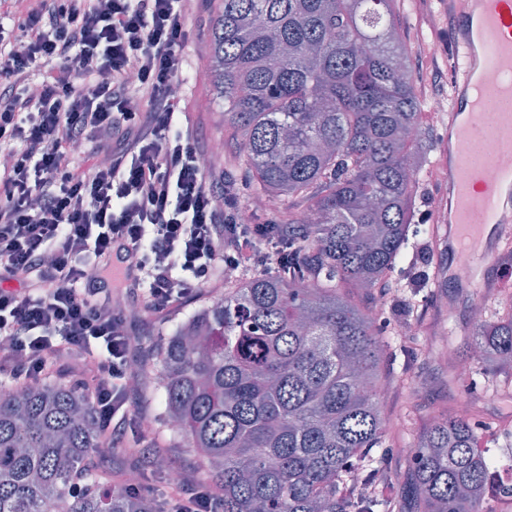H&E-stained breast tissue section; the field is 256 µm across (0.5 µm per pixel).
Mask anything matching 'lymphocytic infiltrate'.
I'll use <instances>...</instances> for the list:
<instances>
[{
  "mask_svg": "<svg viewBox=\"0 0 512 512\" xmlns=\"http://www.w3.org/2000/svg\"><path fill=\"white\" fill-rule=\"evenodd\" d=\"M17 3L0 0V381L78 359L106 445L162 459L131 402V308L162 321L225 268L276 271L292 227L243 223L200 127L176 121L194 0ZM162 508L222 512L193 478Z\"/></svg>",
  "mask_w": 512,
  "mask_h": 512,
  "instance_id": "obj_1",
  "label": "lymphocytic infiltrate"
}]
</instances>
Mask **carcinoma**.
<instances>
[{
    "mask_svg": "<svg viewBox=\"0 0 512 512\" xmlns=\"http://www.w3.org/2000/svg\"><path fill=\"white\" fill-rule=\"evenodd\" d=\"M389 15V0H224L214 25L224 121L255 186L316 216L294 218L288 266L231 283L159 350L158 420L180 423L223 512H492L478 424L456 413L423 425L398 497L360 492L389 478L383 341L339 285L388 279L419 181L421 105ZM471 352L512 385V309L476 325ZM100 436L68 383L0 396V512H156L146 495L100 489L112 480L95 466Z\"/></svg>",
    "mask_w": 512,
    "mask_h": 512,
    "instance_id": "obj_1",
    "label": "carcinoma"
}]
</instances>
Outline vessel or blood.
I'll list each match as a JSON object with an SVG mask.
<instances>
[{"mask_svg": "<svg viewBox=\"0 0 512 512\" xmlns=\"http://www.w3.org/2000/svg\"><path fill=\"white\" fill-rule=\"evenodd\" d=\"M449 23L451 106L439 113L440 194L433 237L448 256L438 283L512 288L498 266L512 238V0H437ZM469 259L459 274L460 259Z\"/></svg>", "mask_w": 512, "mask_h": 512, "instance_id": "vessel-or-blood-1", "label": "vessel or blood"}]
</instances>
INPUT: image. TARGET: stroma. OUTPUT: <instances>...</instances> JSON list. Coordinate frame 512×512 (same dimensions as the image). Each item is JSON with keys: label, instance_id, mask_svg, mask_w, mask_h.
<instances>
[{"label": "stroma", "instance_id": "35a3bbf8", "mask_svg": "<svg viewBox=\"0 0 512 512\" xmlns=\"http://www.w3.org/2000/svg\"><path fill=\"white\" fill-rule=\"evenodd\" d=\"M224 8L223 0H197L187 41L181 51V72L184 80L181 109L190 120L199 122L205 137L224 144L222 167L228 171L239 193L242 206H250L259 193L242 162V150L234 131L224 121V108L214 102L215 71L211 48L212 29ZM391 20L399 28L406 58L415 86L432 80L431 70L418 53L419 47L430 45L433 24L437 20L434 0H391ZM439 124H431L428 136L419 148L422 170L419 174L417 199L410 241L398 261L392 279L401 284L400 292L383 294L381 289L370 291L351 289L350 298L362 311H370L377 301H384L376 321L379 336L385 342L380 363L381 376L390 379L391 386L382 397L385 416L389 420V437L395 449L391 454L392 477L385 488V497L398 495L410 468L408 461L397 453L398 447L413 442L424 419L456 408L460 393L458 384L449 379V370L466 349V339L474 329L471 310L474 302L469 293L456 288H439L434 272L448 258L437 251L426 223L429 202L439 193L437 144ZM419 299V309L425 320L420 336L401 337L393 328L407 320V308L412 299ZM171 326L170 321L134 322L138 337V358L147 366L139 375L131 399L135 407L154 415L159 411L153 392L157 354ZM430 343L432 356L421 355L420 346ZM409 373L406 386H395V379ZM478 432L485 447L506 444L512 453V395H503L495 402H475Z\"/></svg>", "mask_w": 512, "mask_h": 512}]
</instances>
